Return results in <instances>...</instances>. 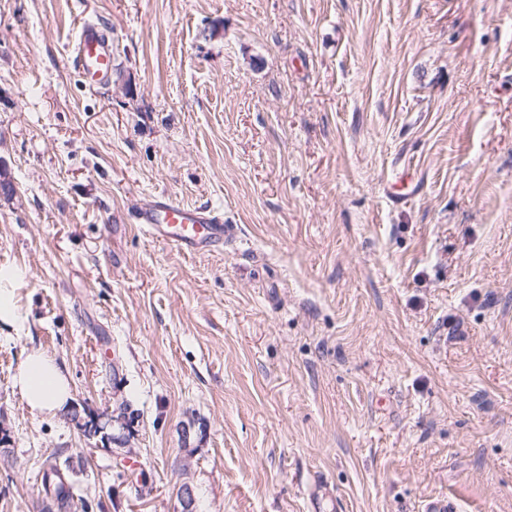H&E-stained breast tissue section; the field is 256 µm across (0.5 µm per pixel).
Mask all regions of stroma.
<instances>
[{
    "label": "stroma",
    "instance_id": "35a3bbf8",
    "mask_svg": "<svg viewBox=\"0 0 512 512\" xmlns=\"http://www.w3.org/2000/svg\"><path fill=\"white\" fill-rule=\"evenodd\" d=\"M0 171V512H512V0H0ZM158 194L235 240L151 238ZM112 57V42L99 25L83 22L70 60L89 86L100 87L111 82L114 71ZM23 275L19 268L0 266V324L22 328L16 288L12 287L23 278ZM19 389L32 411L54 415L71 398L70 380L54 357L32 349L14 375ZM70 468L68 459L60 462L59 459L55 458L43 474L42 491L44 495L54 496L61 508L68 504L71 497L69 483L64 473V469L70 470Z\"/></svg>",
    "mask_w": 512,
    "mask_h": 512
}]
</instances>
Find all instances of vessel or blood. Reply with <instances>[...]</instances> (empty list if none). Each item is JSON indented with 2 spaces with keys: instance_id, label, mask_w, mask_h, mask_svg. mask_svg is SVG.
<instances>
[{
  "instance_id": "vessel-or-blood-1",
  "label": "vessel or blood",
  "mask_w": 512,
  "mask_h": 512,
  "mask_svg": "<svg viewBox=\"0 0 512 512\" xmlns=\"http://www.w3.org/2000/svg\"><path fill=\"white\" fill-rule=\"evenodd\" d=\"M112 57V43L99 25L82 23L71 61L89 86L100 87L111 82ZM134 221L141 224L149 236L190 254L223 249L236 234L235 225L225 223L220 211L192 208L163 194L141 205L134 214Z\"/></svg>"
}]
</instances>
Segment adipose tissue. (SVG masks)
Listing matches in <instances>:
<instances>
[{
  "label": "adipose tissue",
  "mask_w": 512,
  "mask_h": 512,
  "mask_svg": "<svg viewBox=\"0 0 512 512\" xmlns=\"http://www.w3.org/2000/svg\"><path fill=\"white\" fill-rule=\"evenodd\" d=\"M14 385L32 411L52 415L71 398L70 380L54 357L31 350L21 362Z\"/></svg>",
  "instance_id": "adipose-tissue-1"
}]
</instances>
